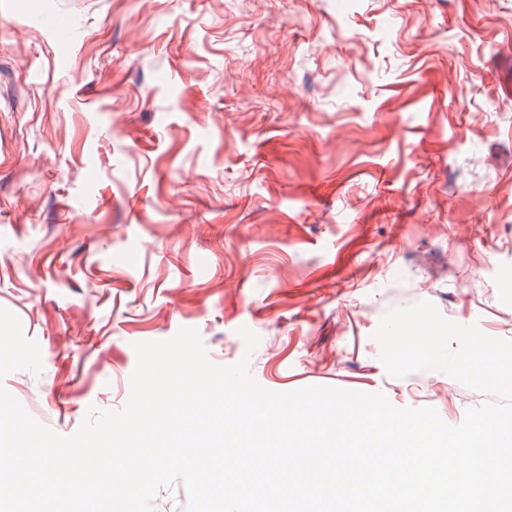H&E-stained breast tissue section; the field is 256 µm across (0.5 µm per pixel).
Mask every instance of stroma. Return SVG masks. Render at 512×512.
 Listing matches in <instances>:
<instances>
[{
	"label": "stroma",
	"mask_w": 512,
	"mask_h": 512,
	"mask_svg": "<svg viewBox=\"0 0 512 512\" xmlns=\"http://www.w3.org/2000/svg\"><path fill=\"white\" fill-rule=\"evenodd\" d=\"M507 267L512 0H0V386L56 433L183 327L459 425L490 394L373 334L429 301L512 340Z\"/></svg>",
	"instance_id": "35a3bbf8"
}]
</instances>
